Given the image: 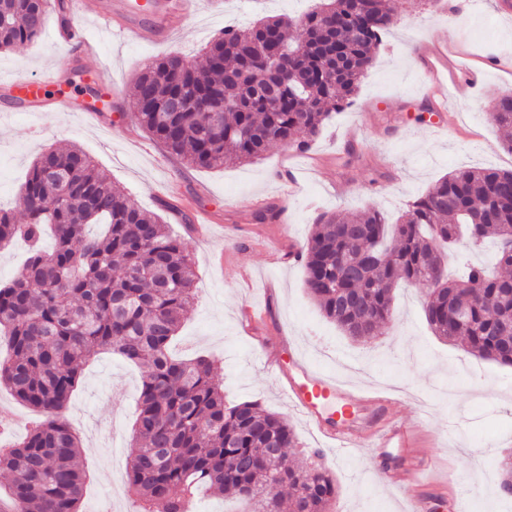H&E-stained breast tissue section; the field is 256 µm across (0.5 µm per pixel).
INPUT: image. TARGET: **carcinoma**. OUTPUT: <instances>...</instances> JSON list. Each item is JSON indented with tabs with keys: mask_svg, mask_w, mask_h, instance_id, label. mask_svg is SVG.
I'll use <instances>...</instances> for the list:
<instances>
[{
	"mask_svg": "<svg viewBox=\"0 0 512 512\" xmlns=\"http://www.w3.org/2000/svg\"><path fill=\"white\" fill-rule=\"evenodd\" d=\"M50 13L67 23L69 0H0V51L37 41ZM393 15V0H322L298 19L226 28L194 60L165 55L138 73L134 115L195 168L259 159L274 142L304 150L351 103ZM175 97L224 106L222 134L207 131V112L166 111ZM18 202L26 221L0 207V245L24 239L31 250L0 286V337L10 350L0 387L46 419L0 448V471L12 476L11 512H79L81 443L58 412L81 368L104 350L142 370L126 471L140 512H187L202 492L280 512L283 488L288 512H329L336 482L288 453L299 441L286 418L256 401L226 404L211 359L170 355L195 271L159 216L131 205L74 145L34 160ZM48 225L55 245L44 251ZM487 239L498 245L495 273L473 266L464 279H449L446 249ZM299 256L308 294L350 339L365 341L393 322L401 285L440 282L423 306L432 333L512 366V171L456 170L396 224L374 205L323 214Z\"/></svg>",
	"mask_w": 512,
	"mask_h": 512,
	"instance_id": "obj_1",
	"label": "carcinoma"
}]
</instances>
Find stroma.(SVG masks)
<instances>
[{
    "label": "stroma",
    "instance_id": "1",
    "mask_svg": "<svg viewBox=\"0 0 512 512\" xmlns=\"http://www.w3.org/2000/svg\"><path fill=\"white\" fill-rule=\"evenodd\" d=\"M80 18L85 33L101 37L97 55L75 44L60 46L49 34L0 53V203L16 206L19 186L42 151L68 144L82 148L98 168L122 186L132 204L162 213L192 256L195 300L173 339L176 356L214 360L227 402L259 401L283 414L313 462L336 480L332 512H411L423 498L426 512H512L499 480L501 460L512 453V367L464 352L434 336L423 313L419 287L405 286L395 300V320L372 339L354 342L323 317L304 288L302 262L291 259L317 217L355 211L375 203L397 218L447 173L473 167L512 170V153L487 112L498 94L512 92V0H484L482 10L452 9L449 0H394L393 24L362 79L353 103L321 130L306 151L279 144L260 160L217 169H198L141 128L129 86L156 58L194 57L225 26L245 27L267 16H296L315 0H199L194 16L169 18L176 33L157 44L104 35L112 0H86ZM449 27L448 47L461 62L483 68L473 91L458 74L454 93L462 110L452 129L436 131L440 113L428 110L420 85V48L432 30ZM112 74L105 91L109 109L90 120L98 68ZM56 72L70 109L41 106L17 112L12 82L20 76ZM177 206L190 220L206 217L217 231L196 236L160 201ZM287 204L284 221L260 224L255 213ZM272 306L289 340L326 373L343 375L350 388L386 392L399 405L397 416L419 429L421 452L430 461L418 483H386L387 465L407 469L399 449L380 454L357 447L344 462L322 454L321 439L292 408L280 374L266 370L241 334L244 308ZM141 370L105 351L83 368L59 416L84 446L87 480L80 512H138L124 480L132 441Z\"/></svg>",
    "mask_w": 512,
    "mask_h": 512
}]
</instances>
